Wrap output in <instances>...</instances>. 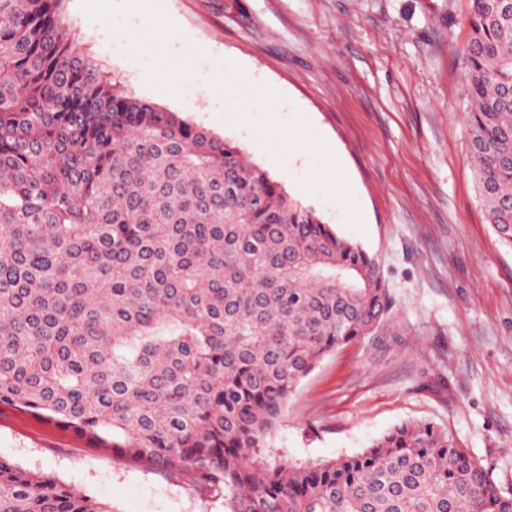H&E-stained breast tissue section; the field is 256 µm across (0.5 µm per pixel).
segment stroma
<instances>
[{
	"label": "stroma",
	"mask_w": 512,
	"mask_h": 512,
	"mask_svg": "<svg viewBox=\"0 0 512 512\" xmlns=\"http://www.w3.org/2000/svg\"><path fill=\"white\" fill-rule=\"evenodd\" d=\"M82 53L134 96L234 142L338 235L375 255L397 341L336 349L288 402L270 455H352L429 421L512 486V248L487 221L470 156L461 49L469 0H65ZM169 17L188 93L142 81L155 50L122 34ZM273 85L288 142L211 109L223 70ZM321 136L328 160L306 148ZM0 457L89 494L110 512H224L187 477L115 456L0 405Z\"/></svg>",
	"instance_id": "obj_1"
}]
</instances>
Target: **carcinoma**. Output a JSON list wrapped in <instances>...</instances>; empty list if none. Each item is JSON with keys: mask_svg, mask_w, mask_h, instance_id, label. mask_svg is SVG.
<instances>
[{"mask_svg": "<svg viewBox=\"0 0 512 512\" xmlns=\"http://www.w3.org/2000/svg\"><path fill=\"white\" fill-rule=\"evenodd\" d=\"M64 0H0V404L187 474L224 512H512L432 422L270 460L331 351L388 335L377 259L234 143L112 84ZM461 54L480 196L512 248V0ZM0 512H112L0 457Z\"/></svg>", "mask_w": 512, "mask_h": 512, "instance_id": "carcinoma-1", "label": "carcinoma"}]
</instances>
